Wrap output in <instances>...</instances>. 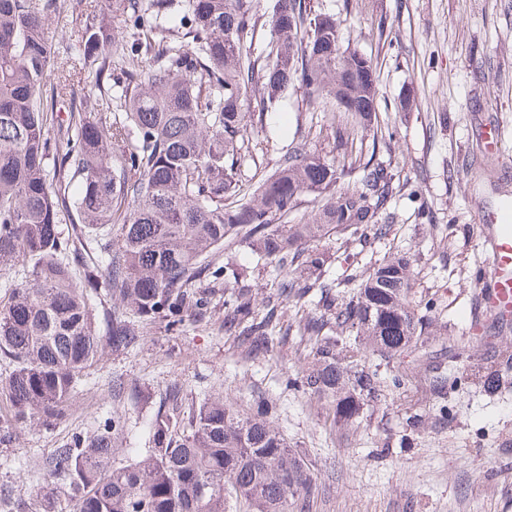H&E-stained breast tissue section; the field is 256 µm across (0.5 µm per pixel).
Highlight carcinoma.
Returning <instances> with one entry per match:
<instances>
[{"label":"carcinoma","instance_id":"cac0c4a2","mask_svg":"<svg viewBox=\"0 0 512 512\" xmlns=\"http://www.w3.org/2000/svg\"><path fill=\"white\" fill-rule=\"evenodd\" d=\"M137 30L131 47L115 40L104 16L75 32L84 65L99 63V109L71 108L66 151L51 154L48 112L67 95L59 84L45 95L50 43L36 0H0V272L22 269L25 281L0 300V356L12 360L0 396V444L19 430L62 420L82 373L103 350L125 352L146 326L169 329L189 315L207 318L208 300L194 286L239 283L241 272L215 266L212 256L245 232L251 249L290 272L278 298L302 301L319 292L323 314L295 322L277 318L278 304L255 313L247 288L224 300V332L272 354L290 336L306 338L300 386L332 404L345 425L367 402L386 398L369 356L394 359L438 335L432 302L416 298L409 253L395 250L354 274L356 293L335 295L318 243L336 230L345 245L389 235L380 211L396 193L387 167L362 162L354 144L374 130L377 90L371 60L342 49L336 15L308 0H112ZM267 29L259 53L248 42ZM124 76L121 117L112 116L104 73ZM304 89L306 107H338L331 117L341 150L328 161L309 136L293 138L278 167L250 196L242 195L241 162L269 149L259 136L263 116L289 86ZM327 196L304 224H279L306 194ZM69 219L74 237H64ZM117 234L104 240L108 231ZM116 298L103 309L108 334L96 333L100 281ZM512 370L503 355L481 377L497 394ZM171 408L148 423L153 447L118 445L125 420L106 419L52 451L46 481L68 480L73 512H288L311 487L307 463L281 436L264 409L244 416L215 394Z\"/></svg>","mask_w":512,"mask_h":512}]
</instances>
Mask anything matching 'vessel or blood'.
<instances>
[{
    "label": "vessel or blood",
    "mask_w": 512,
    "mask_h": 512,
    "mask_svg": "<svg viewBox=\"0 0 512 512\" xmlns=\"http://www.w3.org/2000/svg\"><path fill=\"white\" fill-rule=\"evenodd\" d=\"M488 261L475 273L484 303L499 324L512 323V202L480 219Z\"/></svg>",
    "instance_id": "1"
}]
</instances>
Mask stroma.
Instances as JSON below:
<instances>
[{
    "label": "stroma",
    "instance_id": "obj_1",
    "mask_svg": "<svg viewBox=\"0 0 512 512\" xmlns=\"http://www.w3.org/2000/svg\"><path fill=\"white\" fill-rule=\"evenodd\" d=\"M52 45L47 83L69 81L76 105L91 109L89 78L75 75L73 33L87 18L106 12L108 0H45ZM332 11L343 47L372 58L376 66L380 141L364 154L391 170L400 185L387 203L393 215L386 239L368 245L358 260L338 247L344 232L326 240L332 250L327 279L342 295L354 294L356 262H375L398 249L414 254V290L433 301L432 313L452 334L468 336L462 351L448 354L433 338L430 367L411 358L378 364L388 396L364 405L345 427L331 409L293 386L306 368L307 349L289 337L275 356L252 354L224 332V285L205 286L210 314L187 318L179 331L147 326L139 347L126 354L104 352L85 369L67 416L50 427L24 429L0 444V512H43L29 495L42 486L44 462L54 448L121 415L136 447L148 445L147 424L172 384L184 405L222 393L238 410L253 412L264 401L290 448L303 455L312 476L309 512H512V384L501 394L481 392L477 377L494 368L492 350L512 354V329L472 326L480 290L473 272L487 260L479 217L512 201V0H310ZM411 110H402L404 93ZM301 88L288 90L265 117L274 151L242 168L253 192L277 167L279 147L307 132L320 112L298 111ZM499 127L496 152L480 138ZM391 145H384L388 130ZM215 265L243 270L257 309L283 278L244 238L213 257ZM123 391H115L114 380ZM448 387L437 397L433 380ZM422 416L424 427L408 425Z\"/></svg>",
    "mask_w": 512,
    "mask_h": 512
}]
</instances>
